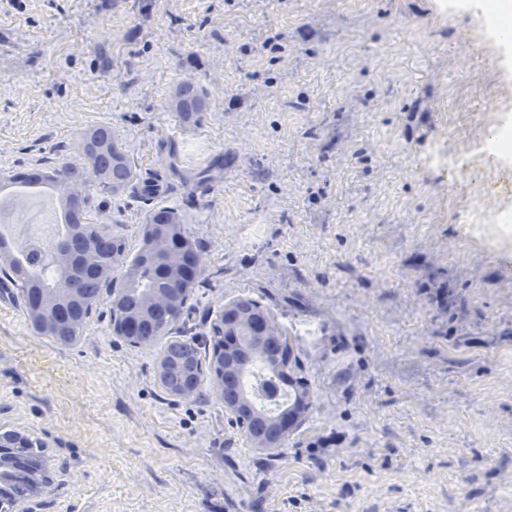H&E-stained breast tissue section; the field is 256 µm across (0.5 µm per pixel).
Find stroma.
I'll return each instance as SVG.
<instances>
[{
    "instance_id": "35a3bbf8",
    "label": "stroma",
    "mask_w": 512,
    "mask_h": 512,
    "mask_svg": "<svg viewBox=\"0 0 512 512\" xmlns=\"http://www.w3.org/2000/svg\"><path fill=\"white\" fill-rule=\"evenodd\" d=\"M488 26L474 0H0V172L111 126L135 177L88 222L134 252L177 208L202 259L177 334L254 298L313 401L259 449L210 380L160 389L109 296L61 346L2 284L0 426L46 443L43 512H512V223L467 221L512 212L486 195L480 130L512 120ZM170 108L183 123L195 121L200 112L207 110V100L203 90L192 79L176 85Z\"/></svg>"
}]
</instances>
